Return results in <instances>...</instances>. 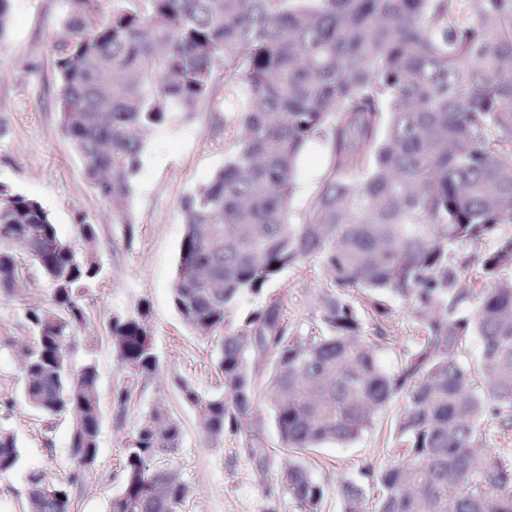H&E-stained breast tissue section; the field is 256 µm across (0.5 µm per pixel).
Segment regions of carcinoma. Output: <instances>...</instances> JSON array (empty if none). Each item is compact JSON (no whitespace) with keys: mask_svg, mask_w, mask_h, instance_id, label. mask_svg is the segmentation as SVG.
Masks as SVG:
<instances>
[{"mask_svg":"<svg viewBox=\"0 0 512 512\" xmlns=\"http://www.w3.org/2000/svg\"><path fill=\"white\" fill-rule=\"evenodd\" d=\"M52 56L61 130L101 197L120 203L113 219L129 237L125 205L149 135L174 112L214 104L222 80L232 146L182 202L173 284L177 312L215 342L224 379L218 396L180 383L207 439L238 435L263 477L275 457L265 422L251 418L258 387L280 447L296 454L356 441L398 399L401 459L375 475L377 512H512V451L497 446L512 429V233L502 231L512 224V0H120L106 14L101 0H69ZM318 138L327 166L295 222L293 171ZM486 242L469 284L458 251ZM21 253L49 283L66 273L49 306L25 308L19 353L31 365L27 403L73 421L76 484L97 458L100 410L96 366L74 369L71 352L100 265L58 236L39 201L0 185V295H24ZM307 262L330 286L307 331L288 323L279 296L228 320L240 295ZM392 299L417 333L394 373L377 355ZM110 332L133 377L157 371L145 309L112 317ZM181 443L179 421L154 403L109 512H178L187 488L149 462ZM20 457L0 424V476ZM282 488L300 512L325 498L299 464ZM339 490L342 512H362V482ZM27 498L30 512H70L69 488L37 473Z\"/></svg>","mask_w":512,"mask_h":512,"instance_id":"cac0c4a2","label":"carcinoma"}]
</instances>
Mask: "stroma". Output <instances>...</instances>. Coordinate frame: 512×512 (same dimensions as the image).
<instances>
[{"label": "stroma", "mask_w": 512, "mask_h": 512, "mask_svg": "<svg viewBox=\"0 0 512 512\" xmlns=\"http://www.w3.org/2000/svg\"><path fill=\"white\" fill-rule=\"evenodd\" d=\"M67 9V0H15L14 22L0 37V185L38 200L59 237L77 252L85 250L79 221L95 225L98 233L96 256L103 270L86 302L87 321L77 333L73 361L79 366L90 359L96 365L99 449L93 469L72 493L71 512H108L124 487V450L142 412L158 400L165 401L183 430L180 448L163 461L189 488L181 512H297L281 489L287 452L276 449L273 468L258 476L244 457L238 435L228 432L221 442L207 441L178 387L185 380L207 395L224 391L214 341L186 326L172 300L184 231L181 201L224 163V106H207L190 119L175 113L152 134L129 200L134 237L126 239L113 222L109 203L85 180L80 159L60 128L56 107L60 83L50 38ZM326 165L325 142L312 141L293 173L295 218H302ZM28 274L27 300L0 296V419L16 434L21 448L18 466L0 477V512H26L32 473L41 474L47 484L63 485L74 469L70 417L49 423L28 405L21 365L11 346L28 334L24 302L45 305L50 301L47 281L36 268H29ZM327 287L319 267H292L269 283L264 293L242 295L234 315L244 317L260 307L267 295L281 294L289 323L305 330L311 326L318 296ZM141 307L148 310L159 370L135 385L121 412L114 395L128 373L113 355L110 325L113 315ZM384 333L378 357L385 369L393 371L415 334L401 302H394ZM394 413L391 407L379 412L371 429L354 443L326 444L300 456V463L325 487L321 512H341V478L379 470L397 458L399 450L389 436Z\"/></svg>", "instance_id": "obj_1"}]
</instances>
